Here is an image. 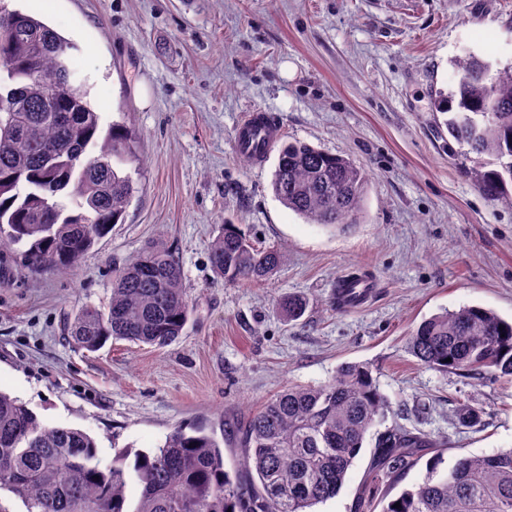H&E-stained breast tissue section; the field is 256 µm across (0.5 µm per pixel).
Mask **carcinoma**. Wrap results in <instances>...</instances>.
Listing matches in <instances>:
<instances>
[{
  "mask_svg": "<svg viewBox=\"0 0 512 512\" xmlns=\"http://www.w3.org/2000/svg\"><path fill=\"white\" fill-rule=\"evenodd\" d=\"M72 49L36 16L0 4V96L10 95L8 116L0 111V247L19 246V264L31 272L73 270L123 221L134 185L121 166L140 161L126 126L102 127L87 86L73 78ZM440 110L451 114L448 133L467 153L490 158L467 171L477 189L512 204V66L493 74L474 55L458 61ZM366 184L349 158L301 141L281 145L272 178L284 206L330 229L353 223ZM283 259L236 224L209 247L213 272L229 283L261 281ZM189 315L178 257L153 247L115 277L107 305L75 313L70 334L87 351L112 340L163 349L182 336ZM408 349L439 372L512 379V322L480 306L423 320ZM238 435L243 463L233 474L214 437L181 427L162 445L120 452L103 466L90 435L44 425L0 392V492L25 512H309L338 495L368 444L349 512H512V448L441 468L442 454H430L435 442L397 420L366 364L343 363L328 383L288 386ZM426 455L421 481L388 497Z\"/></svg>",
  "mask_w": 512,
  "mask_h": 512,
  "instance_id": "cac0c4a2",
  "label": "carcinoma"
}]
</instances>
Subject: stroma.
Returning <instances> with one entry per match:
<instances>
[{"label": "stroma", "instance_id": "obj_1", "mask_svg": "<svg viewBox=\"0 0 512 512\" xmlns=\"http://www.w3.org/2000/svg\"><path fill=\"white\" fill-rule=\"evenodd\" d=\"M75 45L102 125L136 133L140 163L122 223L67 273L21 271L0 253V391L48 426L96 441L103 463L156 448L177 426L221 440L291 385L331 381L345 362L372 365L404 424L461 455L512 448V382L422 365L407 349L424 318L480 306L512 320V205L480 193L475 154L451 139L441 93L460 57L512 64V0H8ZM279 115L288 141L350 158L367 175L355 224L308 223L274 195L264 167L233 147L248 110ZM232 223L285 259L259 283L214 276L209 245ZM150 247L176 251L192 312L156 350L123 340L78 348L67 324L104 306L112 280ZM366 276L368 306L336 308V281ZM296 295L291 322L280 302ZM475 408L477 427L459 424Z\"/></svg>", "mask_w": 512, "mask_h": 512}]
</instances>
